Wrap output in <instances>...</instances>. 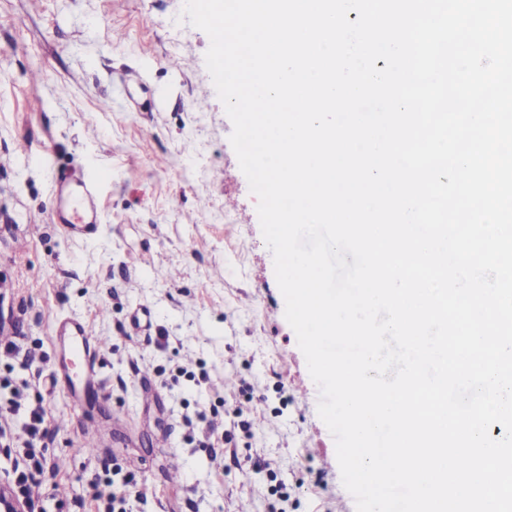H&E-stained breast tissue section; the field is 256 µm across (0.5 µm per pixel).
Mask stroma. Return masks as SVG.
<instances>
[{
	"label": "stroma",
	"mask_w": 512,
	"mask_h": 512,
	"mask_svg": "<svg viewBox=\"0 0 512 512\" xmlns=\"http://www.w3.org/2000/svg\"><path fill=\"white\" fill-rule=\"evenodd\" d=\"M184 0H0V478L43 412L37 512H356L285 319L257 198ZM178 58L188 69L173 67ZM39 71L31 81V71ZM60 172L106 173L96 235L50 219ZM172 268L173 279L159 278ZM104 346L61 380L57 321ZM156 397L144 399L145 383Z\"/></svg>",
	"instance_id": "stroma-1"
}]
</instances>
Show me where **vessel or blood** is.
Segmentation results:
<instances>
[{
  "label": "vessel or blood",
  "instance_id": "b4317fda",
  "mask_svg": "<svg viewBox=\"0 0 512 512\" xmlns=\"http://www.w3.org/2000/svg\"><path fill=\"white\" fill-rule=\"evenodd\" d=\"M101 180L97 173L80 182L63 175L56 177L52 214L68 235L90 237L97 233L101 216L96 188ZM57 336L69 367L67 378L71 388L79 390L92 385L96 376L94 353L101 348V340L93 336L84 320L74 318L59 322Z\"/></svg>",
  "mask_w": 512,
  "mask_h": 512
}]
</instances>
